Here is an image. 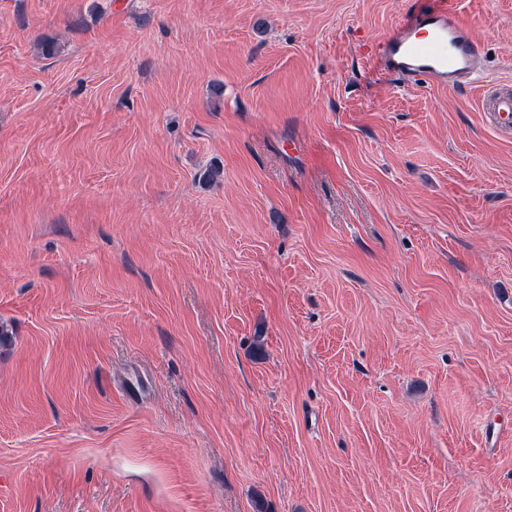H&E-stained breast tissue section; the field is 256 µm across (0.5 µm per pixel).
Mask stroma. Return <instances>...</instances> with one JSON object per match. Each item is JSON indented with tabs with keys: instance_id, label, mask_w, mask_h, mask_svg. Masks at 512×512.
<instances>
[{
	"instance_id": "obj_1",
	"label": "stroma",
	"mask_w": 512,
	"mask_h": 512,
	"mask_svg": "<svg viewBox=\"0 0 512 512\" xmlns=\"http://www.w3.org/2000/svg\"><path fill=\"white\" fill-rule=\"evenodd\" d=\"M0 0V512H512V0ZM219 170L218 179L206 172ZM416 14L376 45L387 69L456 90L483 82V51L446 1ZM488 122L501 135H512V86L488 91L484 99Z\"/></svg>"
}]
</instances>
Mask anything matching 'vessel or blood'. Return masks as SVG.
<instances>
[{
  "label": "vessel or blood",
  "mask_w": 512,
  "mask_h": 512,
  "mask_svg": "<svg viewBox=\"0 0 512 512\" xmlns=\"http://www.w3.org/2000/svg\"><path fill=\"white\" fill-rule=\"evenodd\" d=\"M387 69L451 90L481 83L483 51L446 0L416 14L376 45ZM488 122L496 132L512 135V86L489 91L484 99Z\"/></svg>",
  "instance_id": "obj_1"
}]
</instances>
